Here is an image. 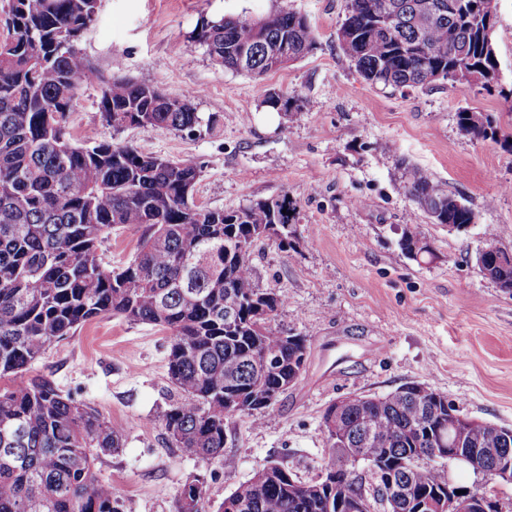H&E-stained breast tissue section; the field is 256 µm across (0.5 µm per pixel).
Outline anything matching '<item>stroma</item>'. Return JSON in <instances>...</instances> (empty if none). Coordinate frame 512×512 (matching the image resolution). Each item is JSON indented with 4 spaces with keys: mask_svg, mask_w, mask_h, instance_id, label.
Segmentation results:
<instances>
[{
    "mask_svg": "<svg viewBox=\"0 0 512 512\" xmlns=\"http://www.w3.org/2000/svg\"><path fill=\"white\" fill-rule=\"evenodd\" d=\"M349 0H100L79 48L94 70L126 76L181 97L194 93L202 118L187 136L161 128L117 130L99 108L97 81L84 84L67 120L74 144L132 145L145 154L192 159L201 167L194 198L233 209L289 194L297 203L290 249L258 243L259 284L285 293L278 318L305 336L306 367L272 416L253 426L231 418L221 457H187L162 415L177 398L168 378L165 330L99 318L51 343L22 379H52L123 428L118 453L96 471L123 512H176L192 477L204 480L202 512L264 462L285 461L300 478L321 472L325 408L348 395H384L420 383L461 413L512 426V295L475 262L487 234L512 251V147L463 135L469 109L512 132V0H499L493 44L498 74L488 86L448 83L382 88L363 80L337 43ZM281 8L304 15L315 49L254 79L225 70L192 39L202 19L255 17ZM298 95L292 120L269 119L267 90ZM428 171L470 207L476 222L457 231L430 223L399 190L404 166ZM421 225L435 257L420 263L398 245Z\"/></svg>",
    "mask_w": 512,
    "mask_h": 512,
    "instance_id": "obj_1",
    "label": "stroma"
}]
</instances>
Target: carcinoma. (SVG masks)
<instances>
[{"label": "carcinoma", "instance_id": "carcinoma-1", "mask_svg": "<svg viewBox=\"0 0 512 512\" xmlns=\"http://www.w3.org/2000/svg\"><path fill=\"white\" fill-rule=\"evenodd\" d=\"M99 0H10L13 31L0 45V512H122L112 487L96 474L97 460L119 451L124 431L100 418L89 403L64 395L49 378L16 381L55 340L105 316L169 332L168 377L178 400L163 414L164 428L181 453L216 458L224 453L233 416L259 425L303 372L308 345L277 325L287 297L262 288L251 263L253 246L279 225L278 246L291 245L296 203L288 196L257 199L236 209L199 205L194 190L201 166L126 144L77 146L67 118L85 82L97 78L100 108L116 128H163L192 135L201 117L191 97L172 98L157 86L95 75L78 43L94 23ZM498 0H350L337 41L355 70L373 85L426 87L448 79L465 54L477 82L494 77L496 61L484 21ZM193 40L217 64L261 77L280 69L285 49L301 59L316 44L307 19L286 8L259 23L247 17L204 19ZM263 103L285 119L294 111L270 90ZM457 113L465 135L508 142L485 118ZM400 188L433 224H469L473 212L426 171L408 167ZM139 224L146 235L133 258L109 268L99 247L114 228ZM420 225L402 228L399 246L410 258L432 255L417 246ZM488 279L512 286V263L486 266ZM270 353L276 361H266ZM239 400L233 412L224 398ZM407 383L383 396L360 395L322 416L328 461L303 480L282 461H267L224 499L220 512H356L362 484L349 482L345 458L380 462L376 483L408 478L412 486L396 512H457L448 487V463L430 449L448 441L459 413L448 396ZM471 452L489 473L512 463V427L499 435L470 432ZM204 480L182 487L177 512H201Z\"/></svg>", "mask_w": 512, "mask_h": 512}]
</instances>
